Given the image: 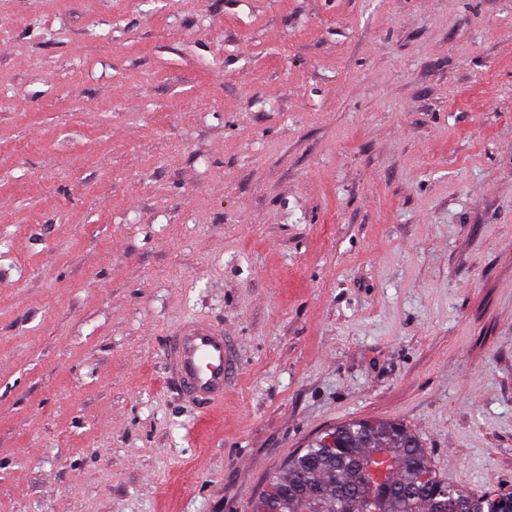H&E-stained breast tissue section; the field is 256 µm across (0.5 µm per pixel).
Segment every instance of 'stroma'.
Masks as SVG:
<instances>
[{
	"mask_svg": "<svg viewBox=\"0 0 512 512\" xmlns=\"http://www.w3.org/2000/svg\"><path fill=\"white\" fill-rule=\"evenodd\" d=\"M350 419L512 492V0H0V512H249ZM165 381L199 411L224 401L226 350L224 328L189 320L167 337Z\"/></svg>",
	"mask_w": 512,
	"mask_h": 512,
	"instance_id": "obj_1",
	"label": "stroma"
}]
</instances>
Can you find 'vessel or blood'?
Returning a JSON list of instances; mask_svg holds the SVG:
<instances>
[{"label":"vessel or blood","instance_id":"b4317fda","mask_svg":"<svg viewBox=\"0 0 512 512\" xmlns=\"http://www.w3.org/2000/svg\"><path fill=\"white\" fill-rule=\"evenodd\" d=\"M165 381L186 403L206 411L223 402L226 371L224 330L189 320L167 337Z\"/></svg>","mask_w":512,"mask_h":512}]
</instances>
